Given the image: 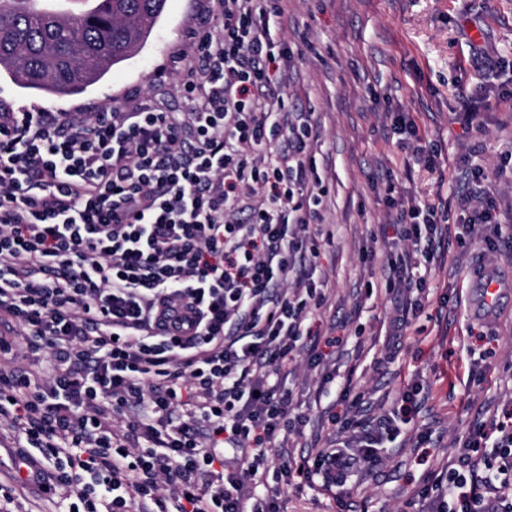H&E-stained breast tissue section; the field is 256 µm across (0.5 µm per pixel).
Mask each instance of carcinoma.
<instances>
[{"instance_id":"obj_1","label":"carcinoma","mask_w":512,"mask_h":512,"mask_svg":"<svg viewBox=\"0 0 512 512\" xmlns=\"http://www.w3.org/2000/svg\"><path fill=\"white\" fill-rule=\"evenodd\" d=\"M166 2L96 0L68 15L38 0H0V70L23 89L83 93L145 45Z\"/></svg>"}]
</instances>
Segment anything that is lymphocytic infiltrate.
I'll return each instance as SVG.
<instances>
[{
    "label": "lymphocytic infiltrate",
    "instance_id": "1",
    "mask_svg": "<svg viewBox=\"0 0 512 512\" xmlns=\"http://www.w3.org/2000/svg\"><path fill=\"white\" fill-rule=\"evenodd\" d=\"M283 0H207L178 55L185 109L0 106V427L67 512H280L265 475L323 489L381 463L397 414L348 405L328 448L270 467L304 423L278 378L327 302L313 115L286 110ZM483 169L467 229H498ZM441 214L400 200L383 287L391 341L422 309ZM49 353L50 371L17 362ZM251 452L231 468L224 449ZM428 512H512V412L471 428Z\"/></svg>",
    "mask_w": 512,
    "mask_h": 512
}]
</instances>
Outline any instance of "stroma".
<instances>
[{
	"label": "stroma",
	"mask_w": 512,
	"mask_h": 512,
	"mask_svg": "<svg viewBox=\"0 0 512 512\" xmlns=\"http://www.w3.org/2000/svg\"><path fill=\"white\" fill-rule=\"evenodd\" d=\"M202 0H168L146 46L115 65L101 82L68 96L35 95L0 73V101L52 112L122 108L134 89L166 111L184 109L172 55L190 50ZM272 31L286 44L288 110L313 113L319 125V173L330 189L325 221L332 243L322 244L318 273L330 280L327 305L308 326L321 336L322 366L301 353L297 371L283 379L307 416L290 437L292 460L324 448L329 411L344 415L342 390L364 395L367 415L392 412L408 385L417 388L413 411L398 435L385 439L383 462L354 472L337 491L292 482L279 497L283 512H426L418 491L454 460L457 442L500 406H512V298L494 316L473 315L475 262H512V100H498L512 85V0H285ZM505 68L490 69L493 60ZM481 99L484 110L463 118L460 93ZM404 111L418 136L393 133ZM437 146L435 171L415 159ZM487 173L503 216V237L488 247L472 235L457 239L459 198L471 167ZM401 197H417L448 211L437 259L427 275L429 296L398 353L385 359L384 340L393 300L364 284L384 275L392 209L386 182Z\"/></svg>",
	"instance_id": "stroma-1"
}]
</instances>
